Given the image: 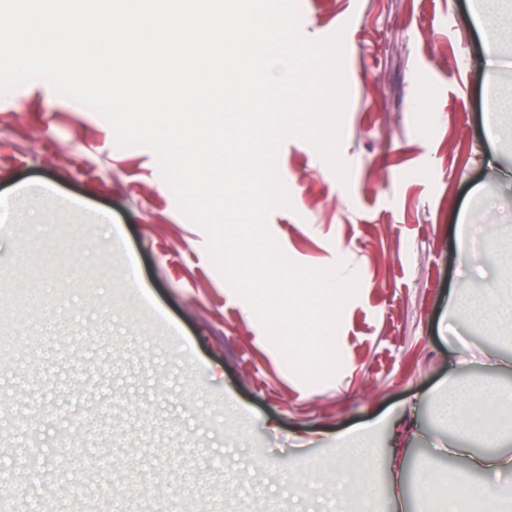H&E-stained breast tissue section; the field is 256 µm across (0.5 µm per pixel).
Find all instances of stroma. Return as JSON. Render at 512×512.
<instances>
[{
  "label": "stroma",
  "instance_id": "obj_1",
  "mask_svg": "<svg viewBox=\"0 0 512 512\" xmlns=\"http://www.w3.org/2000/svg\"><path fill=\"white\" fill-rule=\"evenodd\" d=\"M300 7L305 37L344 32L350 177L286 140L277 166L292 206L268 226L296 263L341 259L359 275L337 334L342 366L323 384L288 369L151 150L118 147L100 115L46 82L0 98V194L28 216L0 221V475L14 479V512H425L445 496L425 472L464 465L436 450L451 437L449 395L512 386V373L479 364L512 353V328L489 339L448 307L451 289L482 293L481 257L512 275V195L488 165L512 167V112L497 139L486 131L512 93V44L486 65L472 0ZM101 209L111 223L97 222ZM131 268L140 287L126 284ZM412 403L400 488L378 431L367 492L337 493L317 467L337 435Z\"/></svg>",
  "mask_w": 512,
  "mask_h": 512
}]
</instances>
